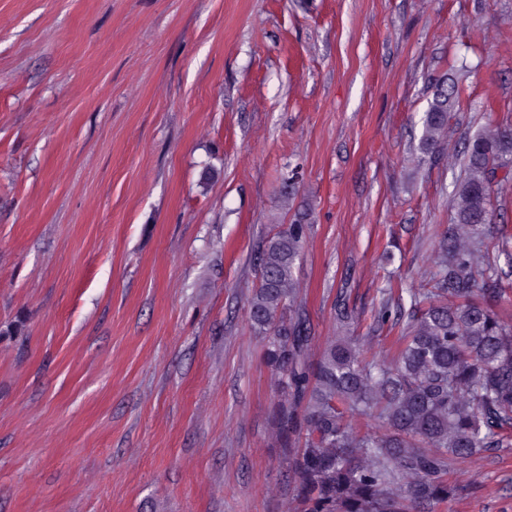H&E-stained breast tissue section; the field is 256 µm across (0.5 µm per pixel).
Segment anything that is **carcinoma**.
I'll return each mask as SVG.
<instances>
[{"instance_id":"1","label":"carcinoma","mask_w":512,"mask_h":512,"mask_svg":"<svg viewBox=\"0 0 512 512\" xmlns=\"http://www.w3.org/2000/svg\"><path fill=\"white\" fill-rule=\"evenodd\" d=\"M458 92L454 81L434 93L422 153L447 142ZM461 156L432 287L387 288L373 312L378 327H401L389 363L364 361L352 336L331 337L309 358L315 336L295 277L305 225L280 230L260 254L248 310L281 393L273 422L290 512H434L456 492L450 469L512 446V324L486 300L499 293L490 250L512 260L508 239L486 244L492 195L512 180V125L475 133ZM347 414L379 425L358 428Z\"/></svg>"}]
</instances>
